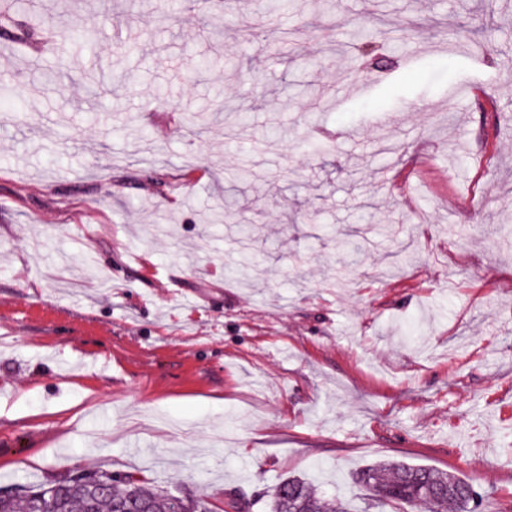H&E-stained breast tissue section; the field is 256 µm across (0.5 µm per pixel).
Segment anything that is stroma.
Returning a JSON list of instances; mask_svg holds the SVG:
<instances>
[{
  "label": "stroma",
  "instance_id": "stroma-1",
  "mask_svg": "<svg viewBox=\"0 0 512 512\" xmlns=\"http://www.w3.org/2000/svg\"><path fill=\"white\" fill-rule=\"evenodd\" d=\"M38 2L110 23L0 57V487L297 474L378 512L351 475L402 459L512 512V0ZM108 23V14L100 13L81 26L65 29H53L52 34L55 37H60L62 39H74L89 42L101 36Z\"/></svg>",
  "mask_w": 512,
  "mask_h": 512
}]
</instances>
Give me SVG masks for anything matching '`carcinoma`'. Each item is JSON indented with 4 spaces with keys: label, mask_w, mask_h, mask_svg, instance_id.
Wrapping results in <instances>:
<instances>
[{
    "label": "carcinoma",
    "mask_w": 512,
    "mask_h": 512,
    "mask_svg": "<svg viewBox=\"0 0 512 512\" xmlns=\"http://www.w3.org/2000/svg\"><path fill=\"white\" fill-rule=\"evenodd\" d=\"M29 4L31 0H0V20L15 42L37 48L42 19L30 14ZM16 14L30 15V24L13 25ZM108 23V14L100 13L81 26L55 29L52 34L89 42L101 36ZM213 119L210 112H193L185 116V123L191 130H202ZM353 481L378 508L409 510L429 504L446 505L453 512H482L483 499L473 484L446 470L381 460L358 470ZM38 493L47 512H212L205 495L161 490L141 476L99 470L69 472L41 485L19 484L0 494V512H33ZM263 507L264 512H350L341 497H324L310 480L294 475L280 481Z\"/></svg>",
    "instance_id": "obj_1"
}]
</instances>
